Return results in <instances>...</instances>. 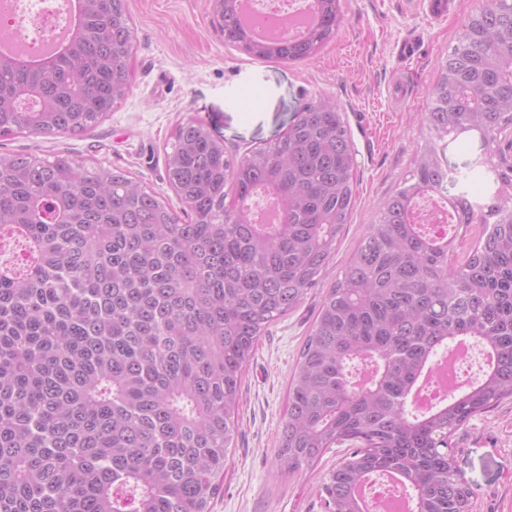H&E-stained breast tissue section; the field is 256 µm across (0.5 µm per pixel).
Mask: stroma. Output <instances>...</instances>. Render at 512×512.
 I'll return each instance as SVG.
<instances>
[{"instance_id":"35a3bbf8","label":"stroma","mask_w":512,"mask_h":512,"mask_svg":"<svg viewBox=\"0 0 512 512\" xmlns=\"http://www.w3.org/2000/svg\"><path fill=\"white\" fill-rule=\"evenodd\" d=\"M445 19L406 0H341L343 23L310 60L258 59L225 42L211 0H125L133 30L124 100L79 135L0 138V155L60 152L86 166L126 171L175 210L165 157L175 127L202 121L226 151L244 156L282 138L301 105L334 100L355 149L358 195L320 287L262 336L241 384L239 433L211 512H325L327 474L345 455L327 451L304 473L274 466L288 380L324 289L355 252L382 202L409 175L423 142L421 118L442 59L477 0H447ZM458 476L473 488L471 512H512V399L473 417L452 439Z\"/></svg>"}]
</instances>
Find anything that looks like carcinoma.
<instances>
[{"instance_id":"1","label":"carcinoma","mask_w":512,"mask_h":512,"mask_svg":"<svg viewBox=\"0 0 512 512\" xmlns=\"http://www.w3.org/2000/svg\"><path fill=\"white\" fill-rule=\"evenodd\" d=\"M301 41L248 38L224 0V40L259 59L306 60L338 32L341 0H314ZM53 59L0 55V137L94 128L130 88L124 0H76ZM409 179L380 208L322 296L288 386L275 467L334 446L331 512L397 476L412 512H471L451 437L512 397V0H484L442 61ZM482 133L497 188L476 202L442 143ZM166 177L187 206L110 166L0 156V512H210L260 337L326 274L356 201L339 107L314 98L274 144L238 158L198 122L176 126ZM233 202L226 204L228 194ZM482 226L464 248L418 229L421 202ZM490 353L474 383L425 413L409 397L451 339ZM375 370L367 386L360 368Z\"/></svg>"}]
</instances>
